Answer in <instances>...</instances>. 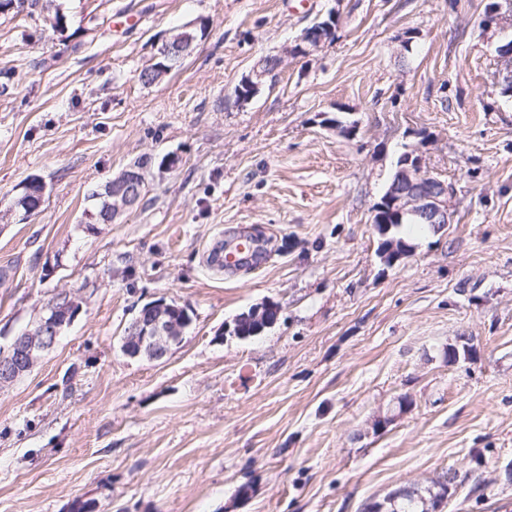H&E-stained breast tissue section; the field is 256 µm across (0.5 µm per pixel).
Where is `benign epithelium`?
Here are the masks:
<instances>
[{
	"label": "benign epithelium",
	"mask_w": 512,
	"mask_h": 512,
	"mask_svg": "<svg viewBox=\"0 0 512 512\" xmlns=\"http://www.w3.org/2000/svg\"><path fill=\"white\" fill-rule=\"evenodd\" d=\"M334 21L336 16L333 15L314 29L302 32L295 40L294 53L310 54L324 41L325 34L333 30ZM196 40L197 34L186 28L172 31L171 36L156 47L155 63L146 69L142 82L152 84L156 75L169 73L170 63L187 57ZM497 60L494 80L504 87V91L512 93V44L498 47ZM142 183L143 175L135 164L107 182L104 189L107 197L112 199V217H117L139 201ZM45 193L46 184L38 178L30 179L23 186L22 195L39 204ZM452 193L451 184L426 173L421 158L415 157L413 152H405L383 201L390 204L399 219L426 224L441 232L452 223ZM78 310L79 303L71 293L65 291L56 296L46 306L40 321L16 337L9 350L0 354V387L31 371L42 355L54 346L64 326L70 324ZM278 314L280 311L276 310L272 300H266L249 311L250 318L266 328L277 323ZM185 322L186 316H177L166 301H154L125 329L122 350L131 358L145 355L152 360H160L179 341Z\"/></svg>",
	"instance_id": "7a95c632"
}]
</instances>
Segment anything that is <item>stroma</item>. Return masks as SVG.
I'll return each mask as SVG.
<instances>
[{"label": "stroma", "instance_id": "1", "mask_svg": "<svg viewBox=\"0 0 512 512\" xmlns=\"http://www.w3.org/2000/svg\"><path fill=\"white\" fill-rule=\"evenodd\" d=\"M488 2L53 0L61 29L0 13V351L57 293L81 306L0 389V512H362L445 475V512H512V96L493 79L512 24L483 27ZM331 12L334 40L287 55ZM199 21L193 53L141 82ZM268 55L276 78L238 102ZM412 149L453 184V222L400 227L389 266L372 207ZM136 163L139 203L90 223ZM32 177L48 191L24 220ZM242 229L265 262L216 269ZM158 299L190 326L162 360L126 356ZM266 300L273 327L226 334ZM196 40L197 34L188 31L187 27L173 30L170 37L162 40L161 44L157 45V52L154 55V61L156 60V62L146 69L142 82L152 84L169 73L172 70L170 63L187 57L192 52ZM157 74L159 75L156 77Z\"/></svg>", "mask_w": 512, "mask_h": 512}]
</instances>
